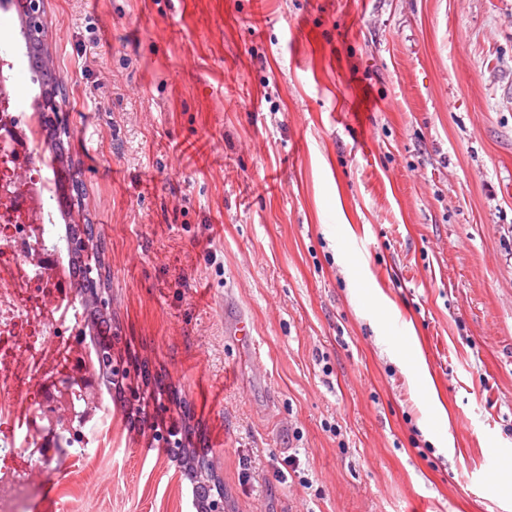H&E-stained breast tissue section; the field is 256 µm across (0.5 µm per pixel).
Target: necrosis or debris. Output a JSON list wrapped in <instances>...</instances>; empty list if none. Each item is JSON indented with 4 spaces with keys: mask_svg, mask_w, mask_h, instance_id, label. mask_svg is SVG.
<instances>
[{
    "mask_svg": "<svg viewBox=\"0 0 512 512\" xmlns=\"http://www.w3.org/2000/svg\"><path fill=\"white\" fill-rule=\"evenodd\" d=\"M19 60L12 28L0 29V96L6 102L0 110V156L7 158L12 173L11 178H0V213L16 217L15 222L0 224V276H20L14 287L0 289V512H32L39 493L36 474L61 470L69 458L95 455L96 432L108 420L103 406L88 409L85 397L70 394V423L59 434L58 451L27 457L18 452L33 436L14 402L39 416L56 415L57 408L43 387L20 378L14 350L5 341L27 330L37 337L74 336L83 316L70 303L74 269L58 244L64 229L46 206L52 181L47 165L34 159L39 140L36 112L18 93ZM37 233L51 243L47 255L29 248Z\"/></svg>",
    "mask_w": 512,
    "mask_h": 512,
    "instance_id": "obj_1",
    "label": "necrosis or debris"
}]
</instances>
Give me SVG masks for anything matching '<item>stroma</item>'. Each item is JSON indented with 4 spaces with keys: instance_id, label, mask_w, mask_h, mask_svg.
<instances>
[{
    "instance_id": "stroma-1",
    "label": "stroma",
    "mask_w": 512,
    "mask_h": 512,
    "mask_svg": "<svg viewBox=\"0 0 512 512\" xmlns=\"http://www.w3.org/2000/svg\"><path fill=\"white\" fill-rule=\"evenodd\" d=\"M44 16L115 355L187 405L225 512H512V0ZM101 395L97 458L42 476L36 512H195L150 419Z\"/></svg>"
}]
</instances>
